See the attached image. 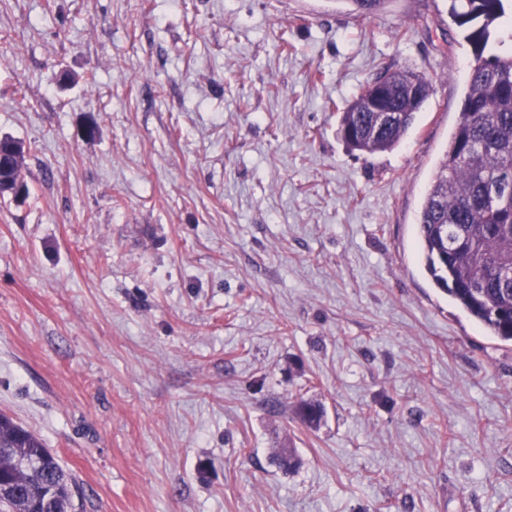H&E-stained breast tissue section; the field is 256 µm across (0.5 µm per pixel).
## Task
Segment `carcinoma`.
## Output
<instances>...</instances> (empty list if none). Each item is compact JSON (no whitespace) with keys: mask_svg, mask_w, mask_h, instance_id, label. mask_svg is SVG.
<instances>
[{"mask_svg":"<svg viewBox=\"0 0 512 512\" xmlns=\"http://www.w3.org/2000/svg\"><path fill=\"white\" fill-rule=\"evenodd\" d=\"M451 14L472 47L462 111L419 214L417 249L437 288L465 311L484 335L512 343V51L499 49L493 30L503 24L507 0H453ZM391 111L379 122L377 94ZM431 93L430 82L406 68H386L349 102L338 133L353 150L393 151ZM0 164V195L29 186L21 178V142L9 137ZM294 413L308 428L321 406L298 401ZM279 469L300 465L295 449L277 458ZM75 479L35 433L0 414V512H75Z\"/></svg>","mask_w":512,"mask_h":512,"instance_id":"cac0c4a2","label":"carcinoma"}]
</instances>
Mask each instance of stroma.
<instances>
[{"label": "stroma", "mask_w": 512, "mask_h": 512, "mask_svg": "<svg viewBox=\"0 0 512 512\" xmlns=\"http://www.w3.org/2000/svg\"><path fill=\"white\" fill-rule=\"evenodd\" d=\"M448 9L0 0V412L76 512H512V345L416 252L473 59ZM386 66L432 92L363 155L339 109ZM1 149L10 153L4 165L0 163V195L9 193L17 199L16 190L23 188L24 197L29 196V186L21 178L20 171L24 160V148L21 142L9 137H4L1 142Z\"/></svg>", "instance_id": "obj_1"}]
</instances>
